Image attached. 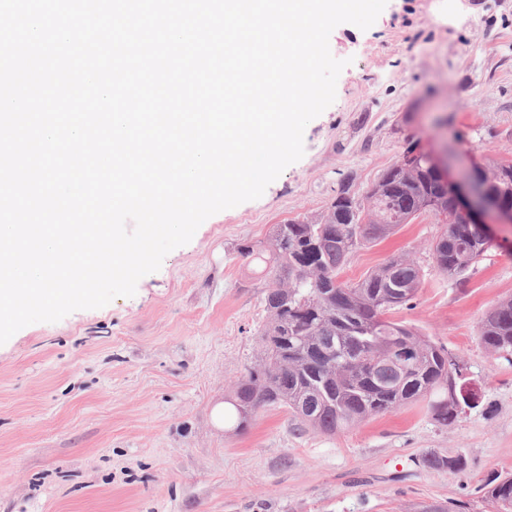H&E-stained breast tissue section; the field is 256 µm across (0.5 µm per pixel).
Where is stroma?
Here are the masks:
<instances>
[{"label":"stroma","mask_w":512,"mask_h":512,"mask_svg":"<svg viewBox=\"0 0 512 512\" xmlns=\"http://www.w3.org/2000/svg\"><path fill=\"white\" fill-rule=\"evenodd\" d=\"M345 61L336 99L306 127L304 155L259 199L205 220L131 297L28 325L0 345V512H411L512 473V365L478 338L512 296V226L465 283L440 275L430 216L355 253L358 280L388 255L423 269L415 308L394 312L457 355L481 403L441 426L423 404L347 433L264 409L234 433L224 396L263 355L268 313L238 247L322 214L343 179L365 194L410 137L458 169L512 161V0H388L366 30L330 34ZM462 456L457 475L424 453Z\"/></svg>","instance_id":"stroma-1"}]
</instances>
